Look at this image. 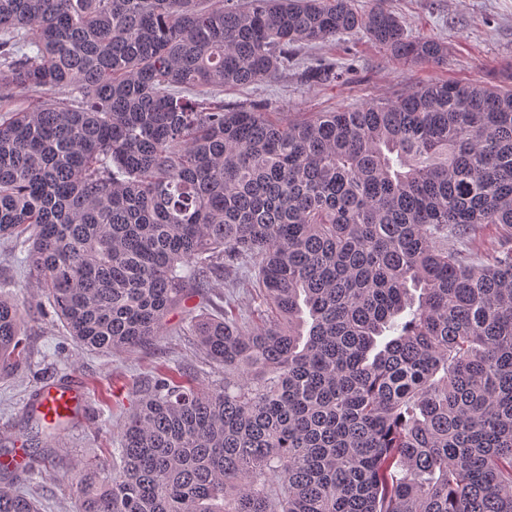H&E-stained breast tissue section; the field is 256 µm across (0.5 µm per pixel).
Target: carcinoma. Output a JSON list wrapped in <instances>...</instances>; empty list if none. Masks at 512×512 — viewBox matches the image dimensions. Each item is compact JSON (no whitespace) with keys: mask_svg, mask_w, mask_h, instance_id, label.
<instances>
[{"mask_svg":"<svg viewBox=\"0 0 512 512\" xmlns=\"http://www.w3.org/2000/svg\"><path fill=\"white\" fill-rule=\"evenodd\" d=\"M0 0V237L79 350L132 351L224 270L250 320L191 332L224 382L160 372L80 512H512V89L433 82L283 121L187 92L352 31L437 64L353 0ZM27 94L16 106L5 92ZM66 90L69 97L55 92ZM0 296V371L27 359ZM27 421L48 442L66 423ZM0 469V512H37Z\"/></svg>","mask_w":512,"mask_h":512,"instance_id":"1","label":"carcinoma"}]
</instances>
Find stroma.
<instances>
[{
	"mask_svg": "<svg viewBox=\"0 0 512 512\" xmlns=\"http://www.w3.org/2000/svg\"><path fill=\"white\" fill-rule=\"evenodd\" d=\"M380 4L399 16L409 35L445 42V62L438 66L399 60L365 34L352 32L327 43L300 45L288 69L272 77L208 88L205 96L228 109L261 102L288 121L310 112L352 110L438 80L512 86V0H354L361 13ZM319 61L342 71V78L309 79L310 66ZM23 258L12 240L0 238V293L25 301L22 336L30 351L26 365L0 372V423L16 440L30 443L35 432L24 421L34 391L54 380L71 379L86 390V405L56 446L52 466L24 486L39 512H79V501L67 484L70 471L79 462L111 469L112 439L157 369L179 367L207 384L223 381V366L204 356L187 326L195 316L220 319L228 309L237 315L252 311L259 304L255 276L233 270L223 281L189 294L168 313L163 335L133 353H79L64 325L47 315L48 303Z\"/></svg>",
	"mask_w": 512,
	"mask_h": 512,
	"instance_id": "stroma-1",
	"label": "stroma"
}]
</instances>
